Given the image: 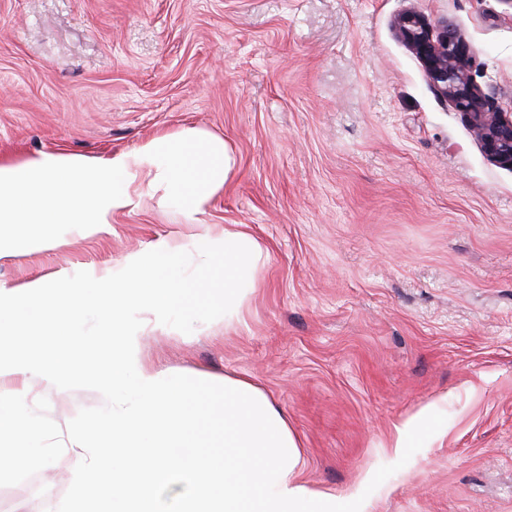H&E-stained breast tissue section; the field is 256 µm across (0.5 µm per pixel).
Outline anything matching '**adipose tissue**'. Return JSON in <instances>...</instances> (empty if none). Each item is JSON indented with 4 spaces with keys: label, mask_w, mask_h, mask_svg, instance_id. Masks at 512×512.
I'll return each mask as SVG.
<instances>
[{
    "label": "adipose tissue",
    "mask_w": 512,
    "mask_h": 512,
    "mask_svg": "<svg viewBox=\"0 0 512 512\" xmlns=\"http://www.w3.org/2000/svg\"><path fill=\"white\" fill-rule=\"evenodd\" d=\"M233 165L221 137L192 129L149 139L135 152L97 164L53 154L0 163V224H105L132 205L144 184L157 182L196 221ZM199 250L205 263L189 279L176 278L178 250L163 240L118 267L91 272L93 296L78 281L37 280L0 289V312L54 309L74 347L108 354L107 366L88 368L64 363L54 353L19 357L6 345L25 335L27 325L15 323L0 332V430L27 442L0 456V473L35 456L29 443L48 430L26 417L27 399L14 387L15 378L44 375L62 391L79 375L112 400L108 418L89 426L108 444L62 450L71 487L62 512H164L158 495L175 483L183 489L177 512H334L333 496L296 481L303 464L298 440L257 386L225 377L224 430L218 440L204 418L203 385L141 359L132 311L152 313L156 323H164L187 292L206 290L220 273L224 294L218 303L229 326L256 288L264 252L248 232L204 230ZM92 311L110 327V335H87L85 318Z\"/></svg>",
    "instance_id": "ef3b65f1"
}]
</instances>
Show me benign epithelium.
<instances>
[{
    "mask_svg": "<svg viewBox=\"0 0 512 512\" xmlns=\"http://www.w3.org/2000/svg\"><path fill=\"white\" fill-rule=\"evenodd\" d=\"M394 28L422 63L435 95L464 115L492 162L512 170V112L501 110L496 89L474 83V53L463 35L446 21L433 24L415 9L399 14Z\"/></svg>",
    "mask_w": 512,
    "mask_h": 512,
    "instance_id": "7a95c632",
    "label": "benign epithelium"
}]
</instances>
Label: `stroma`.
<instances>
[{
    "label": "stroma",
    "instance_id": "obj_1",
    "mask_svg": "<svg viewBox=\"0 0 512 512\" xmlns=\"http://www.w3.org/2000/svg\"><path fill=\"white\" fill-rule=\"evenodd\" d=\"M416 9L512 108V0H0V162H92L189 128L235 157L204 224L154 184L107 224H6L0 287L85 279L203 228L265 261L241 321L193 300L145 360L259 386L336 512H512V170L486 156L397 36ZM31 417L90 440L110 399L23 377ZM405 445L394 451L398 428ZM0 475V512H57L65 468Z\"/></svg>",
    "mask_w": 512,
    "mask_h": 512
}]
</instances>
